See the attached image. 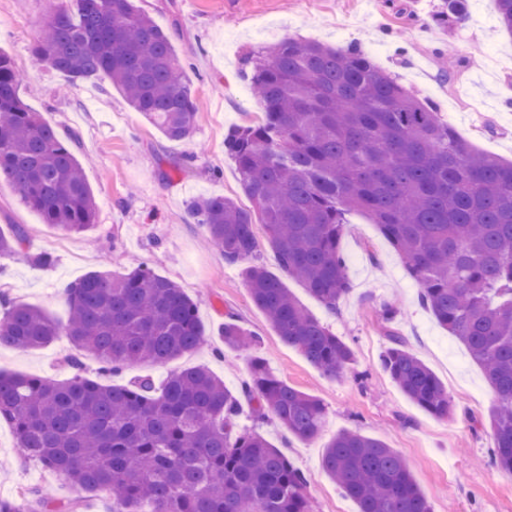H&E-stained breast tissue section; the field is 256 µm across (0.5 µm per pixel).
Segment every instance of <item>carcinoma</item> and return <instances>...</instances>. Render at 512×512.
Segmentation results:
<instances>
[{
	"label": "carcinoma",
	"mask_w": 512,
	"mask_h": 512,
	"mask_svg": "<svg viewBox=\"0 0 512 512\" xmlns=\"http://www.w3.org/2000/svg\"><path fill=\"white\" fill-rule=\"evenodd\" d=\"M512 35V0H495ZM466 17V0H444L438 25ZM34 58L73 83L106 78L164 136L188 140L197 103L170 36L133 0H65L44 22ZM242 72L263 105L254 125L231 129L224 151L252 208L221 195L191 214L235 263L257 249L255 224L282 269L333 311L350 290L339 242L348 214L378 226L420 288L422 303L468 350L491 384V462L512 476V162L463 139L437 108L355 47L283 39L259 46ZM12 57L0 50V182L10 183L43 223L72 234L95 224L96 198L77 156L20 96ZM25 231L0 232V260L20 254ZM255 305L282 342L331 378L353 351L314 319L264 267L246 269ZM64 325L15 304L0 320V346L39 349L68 338L75 368L89 354L100 372L164 365L200 348L206 331L178 285L147 267L91 271L66 291ZM381 366L400 391L439 420L454 410L448 389L388 332ZM255 335L224 323V344ZM291 435L316 438L326 409L250 360L241 395L204 367L126 385L75 375L65 381L0 371V420L21 454L87 495L104 492L111 512H313L307 479L264 436L240 432L241 398ZM322 465L358 512H431L402 456L380 439L343 431ZM75 512L43 491L0 512Z\"/></svg>",
	"instance_id": "obj_1"
}]
</instances>
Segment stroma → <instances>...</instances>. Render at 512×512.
<instances>
[{"instance_id": "1", "label": "stroma", "mask_w": 512, "mask_h": 512, "mask_svg": "<svg viewBox=\"0 0 512 512\" xmlns=\"http://www.w3.org/2000/svg\"><path fill=\"white\" fill-rule=\"evenodd\" d=\"M172 40L185 64L192 93L201 102L190 140L172 142L128 106L105 80L70 85L66 76L34 65L31 49L42 25L61 0H0V49L22 76L20 95L59 135L76 133L86 159L85 177L98 202L89 236L42 224L16 189L0 183V229L23 225V255L0 268V318L12 305L42 308L66 321L65 290L84 274L108 267L119 252L118 272L144 265L177 283L195 302L207 342L162 367L133 364L100 376V364L82 359L89 378L124 385L142 377L162 381L174 370L207 366L232 392L248 378V359H264L270 372L326 407L325 427L312 441L288 435L272 418L256 420L243 404L239 429L258 431L285 453L308 480L314 512H356L355 503L325 474L324 446L349 430L395 448L426 493L432 512H512V476L488 464L492 446L489 415L495 394L466 348L442 328L419 300V289L376 225L349 215L340 242L351 282L335 311H328L295 278L283 273L274 251L260 243L253 260L280 277L284 286L322 325L353 350L354 361L330 379L284 344L254 305L242 264L227 263L189 211L201 196L224 195L246 203L234 162L224 152V135L257 121L259 100L246 91L241 60L251 50L292 37L337 45L355 42L403 85L434 102L441 119L483 151L512 161V39L499 29L494 0H469L459 24L435 26L442 0H135ZM450 81H441L442 73ZM193 155L183 164L184 155ZM52 253L41 268L28 257ZM398 315L392 323L408 349L447 386L455 414L439 421L407 399L380 365L387 346L378 318L383 305ZM234 315L257 334L244 350L224 346V320ZM71 349L58 340L40 350L0 347V370L52 379L74 374ZM0 502L33 489H52L56 498L78 500L82 512H110L107 494L88 496L63 475L20 457L12 427L0 422Z\"/></svg>"}]
</instances>
